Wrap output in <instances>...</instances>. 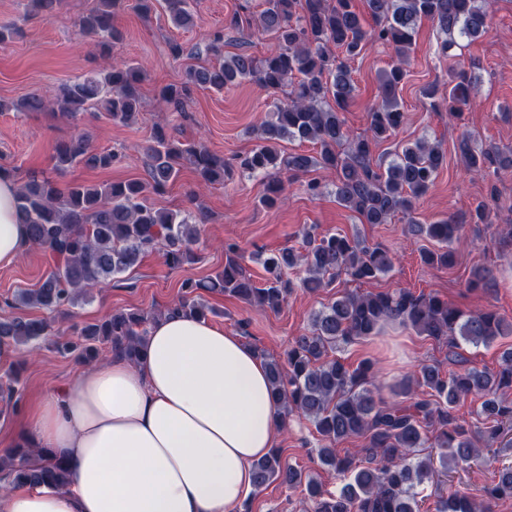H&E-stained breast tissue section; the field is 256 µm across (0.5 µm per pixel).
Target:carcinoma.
<instances>
[{"label": "carcinoma", "instance_id": "cac0c4a2", "mask_svg": "<svg viewBox=\"0 0 512 512\" xmlns=\"http://www.w3.org/2000/svg\"><path fill=\"white\" fill-rule=\"evenodd\" d=\"M123 2L94 0L78 20L81 36L104 55L122 40L113 19ZM61 3L29 0L28 11L50 19ZM486 4L487 0H364L362 12L356 0H263V8L246 23L274 41L269 53L257 58L242 49L226 57L221 51L224 33L216 32L208 46L215 60L188 68L181 82L160 89L159 99L171 111L184 112L196 89L220 92L246 79L267 92L290 88L288 99L273 103L271 119L260 126L259 144L240 159L244 172L267 177L261 204L271 209L281 201L286 191L278 176L282 171L294 175L312 167L331 171L336 175V201L357 214L361 223L386 224L398 213L406 215L410 233L437 244L420 250L421 262L450 268L464 225L448 219L423 224L413 216L416 202L446 164L441 145L418 139L402 146L383 166L373 161V153L403 124L397 91L407 75L403 64L418 24L428 20L444 35L439 49L446 55L457 46L455 36L472 39L487 31ZM133 8L145 18L161 9L178 28L194 24L190 0H133ZM373 43L393 47L396 62L383 70L380 101L368 112L365 132L357 135L348 130L344 117L357 91L348 62ZM144 79L141 66L115 60L105 69L61 85L51 101L37 92L28 95L21 108L26 112L50 108L61 117L75 119L95 107L108 120L129 125L142 115ZM473 86L472 77L462 71L450 76L445 93L429 85L423 94L433 107L437 100L444 101L448 119L455 120L470 104ZM285 140L310 142L317 147L316 155L286 154L280 149ZM459 150L465 170L472 175L497 178L512 172V149L488 144L475 151L464 134ZM143 152L148 176L144 182H74L62 187L51 177L31 175L19 185L16 208L26 225L29 245L52 253L58 263L36 287L17 290L14 305L67 315L88 300L93 289L136 266L158 245L164 247L165 263L172 269L195 261L191 243L198 234L197 225L180 211L147 204L146 193L159 192L174 181L184 161L193 166L202 183L222 184L224 157L202 143L174 139L162 125L153 128ZM53 159L55 169L64 171L78 164L110 168L120 156L92 148L86 136L76 133L55 146ZM304 238L302 253L284 248L261 257L266 273L263 287L247 274L239 247L224 244V270L206 283L183 282L184 295L168 309L204 317L197 291L210 289L277 312L291 292L286 273L292 269L304 272L302 286L311 292L330 287L342 274L358 285L315 311L310 330L295 337L283 357L265 358L282 420L295 411L305 415L319 437L321 464L351 482L328 492L273 449L253 465L255 488L277 480L290 488L303 485L305 512H494L498 503L512 501V463L494 469L479 501L467 487L441 492L434 467L437 458L445 470L466 472L483 450L489 465L512 450V348L503 352L494 369L470 366L459 353L465 345L487 346L511 336L512 321L492 307L465 311L436 294L416 295L403 288L362 292L360 286L392 269L389 251L358 234L318 237L306 230ZM493 281L492 271L481 267L466 287L488 288ZM155 319L142 311H115L85 326L79 343H60L58 349L78 350L90 362L99 346L108 344L136 361L147 324ZM386 322L402 323L447 347L458 368L444 374L437 365L423 364L412 376L389 386L392 398L387 399L370 360L352 368L328 358L330 351L377 335ZM49 331L50 325L43 320H0V347H36ZM469 399L479 401L470 421L460 413ZM352 438L363 439L362 447L354 454H338L336 444ZM480 441L485 444L483 450L477 448ZM31 454L29 448L11 451L12 458L20 459L8 467L12 482L32 486L65 482L67 467L61 460L41 451L33 461ZM429 484L435 485V499L424 511L425 497L417 488Z\"/></svg>", "mask_w": 512, "mask_h": 512}]
</instances>
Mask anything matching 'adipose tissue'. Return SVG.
Returning a JSON list of instances; mask_svg holds the SVG:
<instances>
[{"mask_svg": "<svg viewBox=\"0 0 512 512\" xmlns=\"http://www.w3.org/2000/svg\"><path fill=\"white\" fill-rule=\"evenodd\" d=\"M16 190L0 174V267L28 244ZM283 429L255 350L172 314L151 325L139 361L113 353L43 396L18 444L63 457L68 483L0 476V512H239Z\"/></svg>", "mask_w": 512, "mask_h": 512, "instance_id": "ef3b65f1", "label": "adipose tissue"}]
</instances>
